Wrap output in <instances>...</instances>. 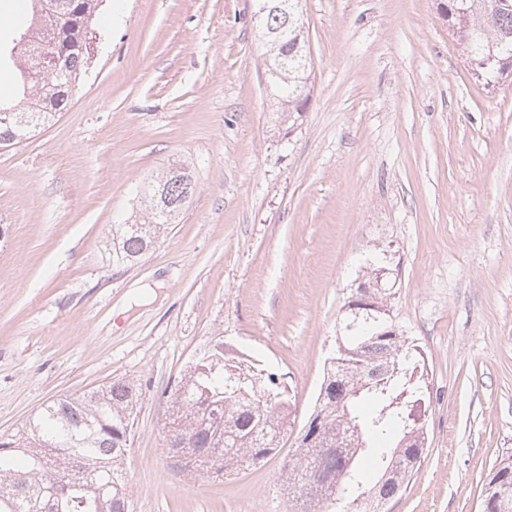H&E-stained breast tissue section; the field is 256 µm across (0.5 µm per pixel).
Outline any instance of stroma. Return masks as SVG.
<instances>
[{"label":"stroma","mask_w":512,"mask_h":512,"mask_svg":"<svg viewBox=\"0 0 512 512\" xmlns=\"http://www.w3.org/2000/svg\"><path fill=\"white\" fill-rule=\"evenodd\" d=\"M437 3L302 0L311 102L287 128L253 0H106L67 110L0 147V433L124 380L132 512H288L282 467L376 264L431 395L388 510L482 512L512 455V83L472 78ZM173 166L195 193L113 264V225ZM217 336L293 401L278 451L220 477L179 470L161 430L164 390Z\"/></svg>","instance_id":"1"}]
</instances>
